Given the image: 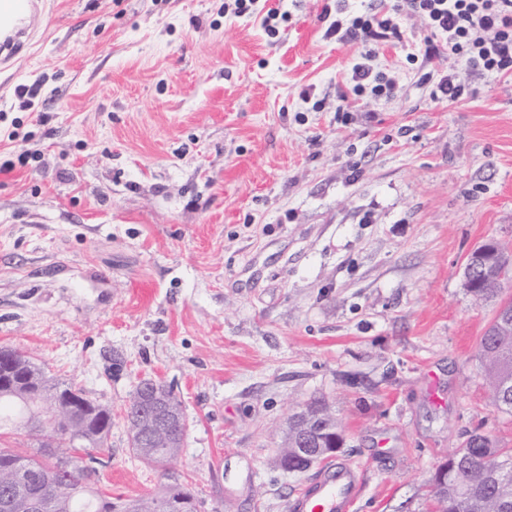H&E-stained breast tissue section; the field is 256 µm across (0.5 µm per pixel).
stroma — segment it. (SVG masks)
<instances>
[{
  "instance_id": "35a3bbf8",
  "label": "stroma",
  "mask_w": 512,
  "mask_h": 512,
  "mask_svg": "<svg viewBox=\"0 0 512 512\" xmlns=\"http://www.w3.org/2000/svg\"><path fill=\"white\" fill-rule=\"evenodd\" d=\"M224 2L48 0L25 20L0 63V346L111 407L113 495L174 472L198 512H289L315 472L277 456L319 401L361 474L350 512H431L467 432L512 452L478 355L496 305L464 287L474 248L512 249V74L432 100L448 57L423 59L410 18L375 60L397 93L357 100L336 0H266L273 37ZM144 378L188 424L164 467L130 447ZM156 392V396H158L161 399H165L166 403H168L178 415H181L183 417V411L180 403L177 401L172 390L166 385L159 386L158 389H156L153 386H147L146 389H141L140 384H138L129 396V400L126 406V413H140L144 406L146 404H149L150 401H152L155 398ZM126 413L125 420L128 426L131 427L134 430V432H138V424H136V422L134 423L132 421H129Z\"/></svg>"
}]
</instances>
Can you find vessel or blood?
Returning <instances> with one entry per match:
<instances>
[{
  "label": "vessel or blood",
  "mask_w": 512,
  "mask_h": 512,
  "mask_svg": "<svg viewBox=\"0 0 512 512\" xmlns=\"http://www.w3.org/2000/svg\"><path fill=\"white\" fill-rule=\"evenodd\" d=\"M41 0H0V51L19 43L17 21L31 16ZM361 491L356 468L339 459L328 460L303 493L290 503V512H349Z\"/></svg>",
  "instance_id": "obj_1"
}]
</instances>
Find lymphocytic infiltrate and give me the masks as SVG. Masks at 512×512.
I'll return each instance as SVG.
<instances>
[{
  "mask_svg": "<svg viewBox=\"0 0 512 512\" xmlns=\"http://www.w3.org/2000/svg\"><path fill=\"white\" fill-rule=\"evenodd\" d=\"M401 13L420 18L433 36L426 56L444 47L471 72H512V0H396L386 13L369 0L349 22L338 20L329 28L330 33L341 32L363 44L362 60L352 66L349 77L355 95L394 93L395 82L374 71L372 61L382 41L400 37L396 17Z\"/></svg>",
  "mask_w": 512,
  "mask_h": 512,
  "instance_id": "obj_1",
  "label": "lymphocytic infiltrate"
}]
</instances>
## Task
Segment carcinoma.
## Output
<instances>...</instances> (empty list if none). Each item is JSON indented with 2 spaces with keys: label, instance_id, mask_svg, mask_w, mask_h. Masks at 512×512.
I'll use <instances>...</instances> for the list:
<instances>
[{
  "label": "carcinoma",
  "instance_id": "cac0c4a2",
  "mask_svg": "<svg viewBox=\"0 0 512 512\" xmlns=\"http://www.w3.org/2000/svg\"><path fill=\"white\" fill-rule=\"evenodd\" d=\"M512 280V268L493 266L485 270L484 280L475 288L467 289L477 302L489 301L497 295L505 281ZM5 355L13 360V380L21 384L38 375L39 365L23 350L10 347ZM479 358L491 386L492 405L512 412V324L504 325L494 316L479 345ZM41 390L45 397L57 395L76 396L83 389L73 382L58 381L50 376H40ZM168 403L179 415L180 403L172 390L162 385L158 388H135L129 396L126 412L139 413L154 398ZM28 426L32 429L46 427L45 441L33 451L0 448V512H24L17 501L14 482L5 473L23 471L26 492L42 493L49 501L47 512H165L167 498L180 496L194 500L192 489L180 482H171L156 496L139 499L114 498L95 487L93 477L103 461L87 452L78 455L76 447L62 446L58 456L50 454L51 432L65 427H81L87 437L86 445L104 448L112 432V408L91 399L85 407L72 416L42 415L30 409L12 391L0 395V422ZM336 421L327 408L311 404L293 415L288 424V471H301L305 454L302 438L309 436L319 441L313 448V458L322 460L330 455ZM140 435L150 442L149 450L134 448L137 455L165 465L175 456L174 448H181L178 431L171 428L165 436L152 440L153 423L147 422ZM435 500L440 512H512V456L503 458L487 435L473 432L467 436L462 448L448 457V478L435 490Z\"/></svg>",
  "mask_w": 512,
  "mask_h": 512
}]
</instances>
